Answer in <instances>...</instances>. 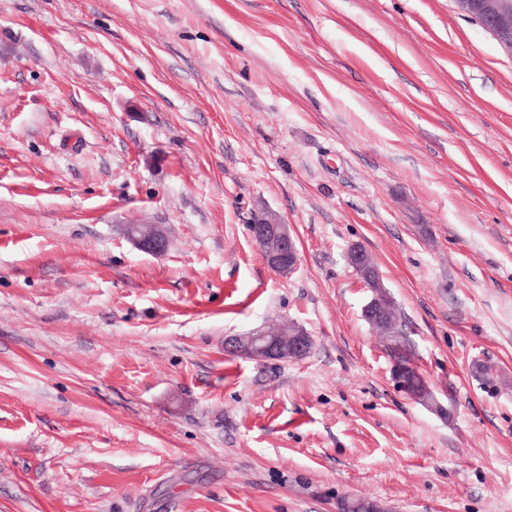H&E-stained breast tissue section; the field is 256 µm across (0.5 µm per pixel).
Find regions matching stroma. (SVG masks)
I'll use <instances>...</instances> for the list:
<instances>
[{
    "label": "stroma",
    "instance_id": "stroma-1",
    "mask_svg": "<svg viewBox=\"0 0 512 512\" xmlns=\"http://www.w3.org/2000/svg\"><path fill=\"white\" fill-rule=\"evenodd\" d=\"M354 244L444 413L396 388ZM283 320L306 358L225 352ZM346 496L512 512V56L451 0H0V512ZM248 227L250 237L276 276L288 278L296 272L298 250L289 224L268 211L260 210L254 213ZM125 234L142 249L159 254L165 251L167 246V237L160 224H139L134 232L125 228ZM348 264L362 277L367 288L373 292V297L365 305L363 316L369 325L379 335L385 336V323L388 306L392 302L383 289L374 264L368 263L369 256L361 247H353L347 254Z\"/></svg>",
    "mask_w": 512,
    "mask_h": 512
}]
</instances>
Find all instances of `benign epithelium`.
<instances>
[{
    "instance_id": "7a95c632",
    "label": "benign epithelium",
    "mask_w": 512,
    "mask_h": 512,
    "mask_svg": "<svg viewBox=\"0 0 512 512\" xmlns=\"http://www.w3.org/2000/svg\"><path fill=\"white\" fill-rule=\"evenodd\" d=\"M453 8L461 15L475 19L491 34L501 48L512 56V0H451ZM249 233L260 248L269 269L280 278L294 274L298 266V250L288 224L276 215L260 210L254 213ZM127 237L142 249L159 254L167 246L166 234L159 224H139ZM348 264L362 277L373 297L365 305L363 316L379 335H385V323L391 300L383 289L377 270L369 263V256L360 247H353L347 254ZM226 349L242 353L257 360L296 361L307 356L312 339L303 329L285 325L272 335L263 332L247 336H233L224 341ZM400 390L414 401L437 410V402L426 378L418 373L415 380L401 384Z\"/></svg>"
}]
</instances>
